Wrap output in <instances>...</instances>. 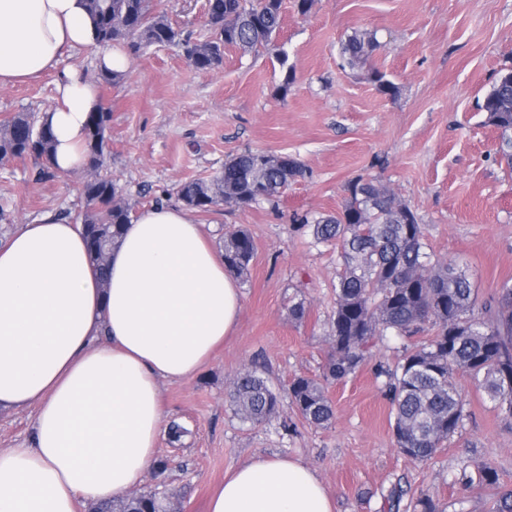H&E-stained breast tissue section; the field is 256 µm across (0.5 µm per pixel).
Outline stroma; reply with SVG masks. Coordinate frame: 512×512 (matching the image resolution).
I'll return each instance as SVG.
<instances>
[{
	"mask_svg": "<svg viewBox=\"0 0 512 512\" xmlns=\"http://www.w3.org/2000/svg\"><path fill=\"white\" fill-rule=\"evenodd\" d=\"M283 0L284 21L263 51L230 48L215 71L193 68L178 49L149 47L131 57L125 77L99 85L112 111L108 171L133 212L155 201L176 203L178 183L206 178L246 150L285 154L305 177L290 183L278 204L256 202L219 212H194L216 249L230 231L247 230L255 254L239 277L237 329L197 376L163 388L166 421L187 430L172 444L160 434L165 473L145 476L142 489L174 492L180 512H207L227 472L256 455H282L313 468L335 512H491L488 490L466 486L462 471L489 462L512 488V420L499 416L470 377L457 372L464 399L461 427L425 462L404 455L393 434L391 406L377 365L395 366L413 339L379 342L354 375L334 382L330 425L316 428L289 404L256 425L242 423L227 402V385L254 368L274 388L297 376L319 377L331 350L339 251L314 244L300 216L322 217L345 204L349 181L376 176L407 203L425 226L434 261L463 267L479 301L512 285V168L501 163L500 132L478 108L499 72L512 70V0H316L299 15ZM177 29L207 33L206 0H167ZM375 33L380 46L362 68H342L341 37ZM287 53L295 81L281 93ZM380 71L396 83L389 97L369 81ZM57 72L0 85V122L21 111L44 112L55 102ZM32 159L0 164V240L45 213L80 221L86 172L33 182ZM304 302L307 316L291 319Z\"/></svg>",
	"mask_w": 512,
	"mask_h": 512,
	"instance_id": "1",
	"label": "stroma"
}]
</instances>
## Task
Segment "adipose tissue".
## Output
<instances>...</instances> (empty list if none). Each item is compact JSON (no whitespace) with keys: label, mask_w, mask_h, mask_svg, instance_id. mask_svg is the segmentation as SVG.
<instances>
[{"label":"adipose tissue","mask_w":512,"mask_h":512,"mask_svg":"<svg viewBox=\"0 0 512 512\" xmlns=\"http://www.w3.org/2000/svg\"><path fill=\"white\" fill-rule=\"evenodd\" d=\"M84 0H0V84L56 69L95 46ZM46 110L58 172L81 170L99 99L62 72ZM236 278L189 209L133 216L100 284L82 226L44 214L0 246V408L33 409L28 445L0 449V512H78L126 497L154 468L162 384L188 380L234 334ZM208 512H333L301 461L254 456L227 475Z\"/></svg>","instance_id":"ef3b65f1"}]
</instances>
